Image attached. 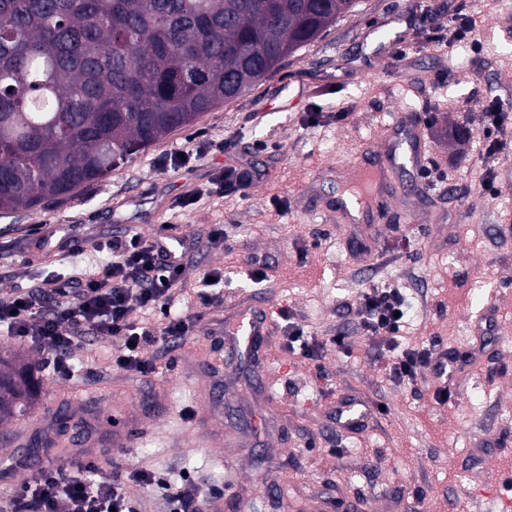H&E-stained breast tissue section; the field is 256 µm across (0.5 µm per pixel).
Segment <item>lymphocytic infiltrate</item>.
<instances>
[{"label":"lymphocytic infiltrate","mask_w":512,"mask_h":512,"mask_svg":"<svg viewBox=\"0 0 512 512\" xmlns=\"http://www.w3.org/2000/svg\"><path fill=\"white\" fill-rule=\"evenodd\" d=\"M482 118V158L503 154L512 114L489 103L482 107ZM106 247L112 253L110 264L0 295V331L39 349L44 355L41 367L53 377L74 379L72 348L89 336L111 343L112 362L117 367L132 375L153 374L157 366L145 356L144 346L174 345L183 342L189 332L191 314L171 309L182 277L185 240L135 234L109 241ZM353 304L357 330L383 356L387 378L407 386L415 382L419 371L430 370L443 382L437 402H449L452 393L445 380L453 368L436 353L439 338L412 346L400 340L407 310L402 289L393 284L375 285L358 293ZM278 316L284 322V347L290 354L317 362L327 348L350 346L344 333L325 340L307 335L292 322L288 309H281ZM132 485L151 491L163 482L136 464L110 474L99 473L91 462L74 471L58 465L13 488L9 508L10 512H140L139 503L127 492Z\"/></svg>","instance_id":"f902f5d3"}]
</instances>
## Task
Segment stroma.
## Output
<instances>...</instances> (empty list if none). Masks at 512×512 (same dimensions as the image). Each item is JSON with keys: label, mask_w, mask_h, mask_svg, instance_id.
I'll return each instance as SVG.
<instances>
[{"label": "stroma", "mask_w": 512, "mask_h": 512, "mask_svg": "<svg viewBox=\"0 0 512 512\" xmlns=\"http://www.w3.org/2000/svg\"><path fill=\"white\" fill-rule=\"evenodd\" d=\"M454 3L476 20L463 60L456 42H436ZM483 102L512 113V0H360L274 76L106 182L0 219V292L107 264L101 243L123 237L127 225L145 237L163 226L192 239L184 288L198 287L207 271L224 274L207 299H192L197 321L182 346L147 347L163 368L157 375H127L108 344L89 337L73 349L81 378L55 379L39 371L36 347L0 335V349L34 366L38 383L26 413L0 424V488L33 475L15 460L14 436L52 434L42 466L67 462V436L53 431L65 411L91 437L128 421L133 431L123 453L105 454L108 468L136 463L174 488L184 476L200 478L207 489L197 512L216 502L222 512H497L512 472V222L500 219L512 211V192L491 198L479 185L489 175L504 183L512 156L493 166L479 156ZM392 113L403 117L389 140L394 184L420 179L406 160L413 130L448 178L395 196L380 223L350 222L336 211L337 188ZM186 147L201 155L193 166L162 164ZM230 167L250 169L253 180L225 197L207 194ZM190 195L194 203L178 207ZM409 208L422 223L396 232ZM219 225L232 253L209 239ZM256 259L267 266L261 282L250 276ZM378 282L408 298L407 342L438 336L447 349L474 352L449 403H437L430 370L411 386L387 380L356 332L347 300ZM254 293L270 315L290 308L318 338L351 332V353L328 349L314 363L274 336L261 376L230 345L213 350L225 303ZM485 310L493 331L482 339L473 320ZM344 398L380 412L361 430L338 428Z\"/></svg>", "instance_id": "obj_1"}]
</instances>
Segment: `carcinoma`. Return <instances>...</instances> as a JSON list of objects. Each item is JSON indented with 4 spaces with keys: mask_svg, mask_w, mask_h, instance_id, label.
Segmentation results:
<instances>
[{
    "mask_svg": "<svg viewBox=\"0 0 512 512\" xmlns=\"http://www.w3.org/2000/svg\"><path fill=\"white\" fill-rule=\"evenodd\" d=\"M357 0H0V217L106 181L248 93ZM30 369L0 352V421Z\"/></svg>",
    "mask_w": 512,
    "mask_h": 512,
    "instance_id": "1",
    "label": "carcinoma"
}]
</instances>
